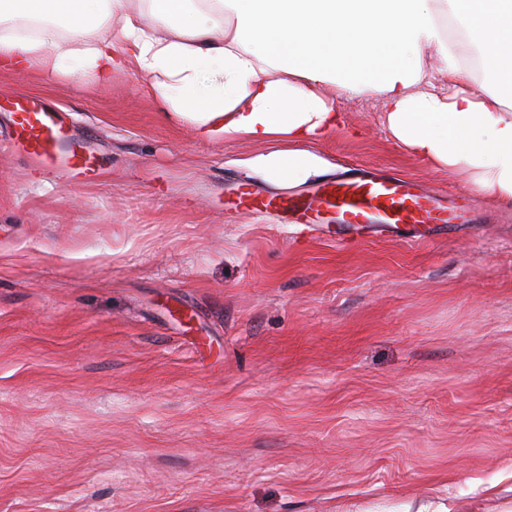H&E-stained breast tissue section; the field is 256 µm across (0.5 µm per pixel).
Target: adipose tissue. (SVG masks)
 Wrapping results in <instances>:
<instances>
[{
	"label": "adipose tissue",
	"instance_id": "1",
	"mask_svg": "<svg viewBox=\"0 0 512 512\" xmlns=\"http://www.w3.org/2000/svg\"><path fill=\"white\" fill-rule=\"evenodd\" d=\"M128 2L0 0V72L100 85L134 72L199 139L264 144L246 166L279 188L332 170L313 147L344 124L333 91L371 94L395 143L512 206V0ZM451 20L466 40L449 37Z\"/></svg>",
	"mask_w": 512,
	"mask_h": 512
}]
</instances>
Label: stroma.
Returning a JSON list of instances; mask_svg holds the SVG:
<instances>
[{"label": "stroma", "mask_w": 512, "mask_h": 512, "mask_svg": "<svg viewBox=\"0 0 512 512\" xmlns=\"http://www.w3.org/2000/svg\"><path fill=\"white\" fill-rule=\"evenodd\" d=\"M20 94L98 177L7 149ZM336 106L318 152L451 230L344 246L242 213L239 179L275 191L262 145L196 139L130 72L0 74V512H512V208L392 142L377 98Z\"/></svg>", "instance_id": "35a3bbf8"}]
</instances>
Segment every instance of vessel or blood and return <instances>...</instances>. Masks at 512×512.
<instances>
[{"mask_svg":"<svg viewBox=\"0 0 512 512\" xmlns=\"http://www.w3.org/2000/svg\"><path fill=\"white\" fill-rule=\"evenodd\" d=\"M13 125L12 150L33 160L39 169L51 171L64 166L88 179L100 170V159L88 147L68 144L62 113L41 102L29 97L15 99ZM235 205L246 210L269 207L286 210L295 214L299 223L320 227L338 241L346 240L352 231L368 225L399 230L446 222L435 199L417 193L410 181L359 169L322 182L306 196L264 197L245 186L237 195Z\"/></svg>","mask_w":512,"mask_h":512,"instance_id":"vessel-or-blood-1","label":"vessel or blood"}]
</instances>
